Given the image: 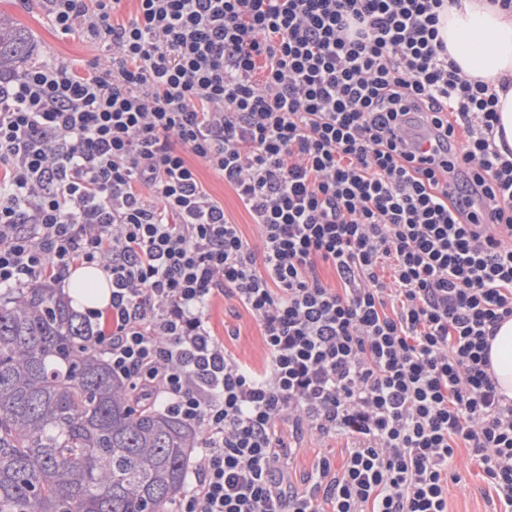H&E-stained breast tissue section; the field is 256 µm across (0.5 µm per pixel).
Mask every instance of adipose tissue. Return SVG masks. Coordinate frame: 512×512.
Instances as JSON below:
<instances>
[{
  "label": "adipose tissue",
  "mask_w": 512,
  "mask_h": 512,
  "mask_svg": "<svg viewBox=\"0 0 512 512\" xmlns=\"http://www.w3.org/2000/svg\"><path fill=\"white\" fill-rule=\"evenodd\" d=\"M439 34L461 75L499 87L496 145L512 150V12L490 0H454L440 16ZM67 288L85 308L106 307L112 285L94 266L71 270ZM490 362L501 392L512 397V318L490 341Z\"/></svg>",
  "instance_id": "obj_1"
}]
</instances>
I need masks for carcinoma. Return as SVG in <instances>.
Masks as SVG:
<instances>
[{
	"label": "carcinoma",
	"instance_id": "obj_1",
	"mask_svg": "<svg viewBox=\"0 0 512 512\" xmlns=\"http://www.w3.org/2000/svg\"><path fill=\"white\" fill-rule=\"evenodd\" d=\"M31 39L0 18V76ZM65 299L37 285L0 299V512H171L199 433L127 387Z\"/></svg>",
	"mask_w": 512,
	"mask_h": 512
}]
</instances>
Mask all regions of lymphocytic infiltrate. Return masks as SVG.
Here are the masks:
<instances>
[{"mask_svg":"<svg viewBox=\"0 0 512 512\" xmlns=\"http://www.w3.org/2000/svg\"><path fill=\"white\" fill-rule=\"evenodd\" d=\"M104 65L0 85V291L98 267L91 341L200 432L175 512H448L458 449L512 512V161L448 61L449 0H48ZM234 186L244 240L187 161ZM332 267L325 284L319 265ZM257 319L242 365L209 307ZM344 439L295 480L305 436ZM490 345V362L500 391L512 397V318L500 324Z\"/></svg>","mask_w":512,"mask_h":512,"instance_id":"obj_1","label":"lymphocytic infiltrate"}]
</instances>
